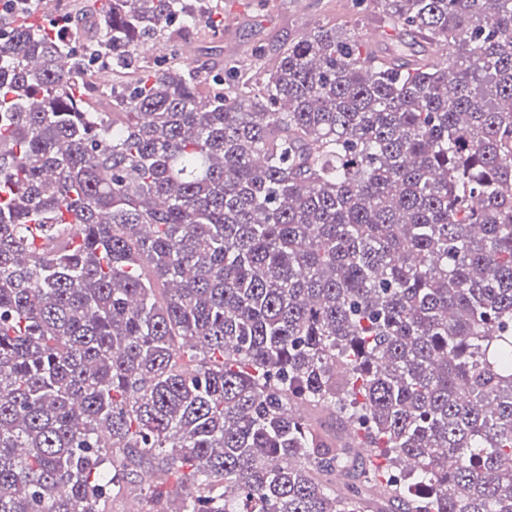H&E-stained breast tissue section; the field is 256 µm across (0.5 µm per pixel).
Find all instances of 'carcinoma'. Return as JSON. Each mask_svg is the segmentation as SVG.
I'll return each instance as SVG.
<instances>
[{
    "label": "carcinoma",
    "mask_w": 512,
    "mask_h": 512,
    "mask_svg": "<svg viewBox=\"0 0 512 512\" xmlns=\"http://www.w3.org/2000/svg\"><path fill=\"white\" fill-rule=\"evenodd\" d=\"M372 2L206 87L210 0L0 23V512H512V0Z\"/></svg>",
    "instance_id": "1"
}]
</instances>
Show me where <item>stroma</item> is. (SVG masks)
Instances as JSON below:
<instances>
[{
  "mask_svg": "<svg viewBox=\"0 0 512 512\" xmlns=\"http://www.w3.org/2000/svg\"><path fill=\"white\" fill-rule=\"evenodd\" d=\"M350 15V0H224L223 39L190 33L180 48L199 71L206 72L227 55L241 58L257 46L272 51L318 23L344 21Z\"/></svg>",
  "mask_w": 512,
  "mask_h": 512,
  "instance_id": "35a3bbf8",
  "label": "stroma"
}]
</instances>
